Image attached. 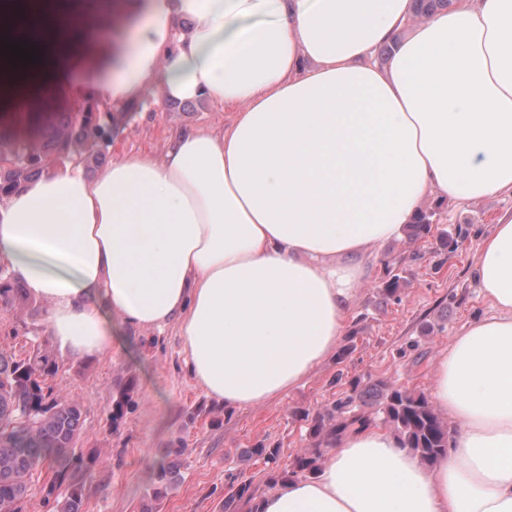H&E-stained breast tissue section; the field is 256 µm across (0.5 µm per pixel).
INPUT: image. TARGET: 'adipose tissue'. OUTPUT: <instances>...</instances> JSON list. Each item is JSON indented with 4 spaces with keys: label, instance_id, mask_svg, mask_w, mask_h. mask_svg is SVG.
<instances>
[{
    "label": "adipose tissue",
    "instance_id": "adipose-tissue-1",
    "mask_svg": "<svg viewBox=\"0 0 512 512\" xmlns=\"http://www.w3.org/2000/svg\"><path fill=\"white\" fill-rule=\"evenodd\" d=\"M64 11L21 29L0 0V101L45 104L67 86L118 108L159 84L233 118L0 204V260L49 302L60 349L101 356L126 330L172 324L211 398L277 399L336 350L378 249L427 197L512 196V0L421 19L414 0H130L129 49L106 72L69 52L97 41L106 4ZM13 44L54 46L50 68ZM475 279L493 313L434 374L447 454L427 466L395 434L355 430L255 512H512V215L480 241Z\"/></svg>",
    "mask_w": 512,
    "mask_h": 512
}]
</instances>
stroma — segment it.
<instances>
[{"instance_id":"stroma-1","label":"stroma","mask_w":512,"mask_h":512,"mask_svg":"<svg viewBox=\"0 0 512 512\" xmlns=\"http://www.w3.org/2000/svg\"><path fill=\"white\" fill-rule=\"evenodd\" d=\"M123 17L92 46L77 49L81 67L105 70L124 48ZM161 86L129 108L112 113V143L101 159L82 156L87 175L123 154L161 153L173 128L219 125L230 111L201 101L172 103L156 111ZM82 100L63 88L48 104L0 105V135L37 140L43 129L60 125ZM432 212L428 237L399 236L384 244L373 276L363 284L347 336L355 350L344 361L329 359L281 398L234 411L209 397L189 374L174 326L131 330L122 345L103 358L60 351L45 332L48 304L0 306V354L24 359L41 351L57 372L48 380L55 397L74 400L82 410L75 453L90 461L83 512H223L224 500L240 484L253 496L269 490L271 465L248 456L257 443L279 449L286 465L313 447L311 415L351 392L352 382L384 380L430 392L435 365L458 330L490 312L473 277L480 240L505 212L512 197L474 203L427 199ZM468 230L455 250L444 249L443 231ZM397 263L408 285L398 297L380 292L386 263ZM179 463L167 491L156 469L163 453Z\"/></svg>"}]
</instances>
